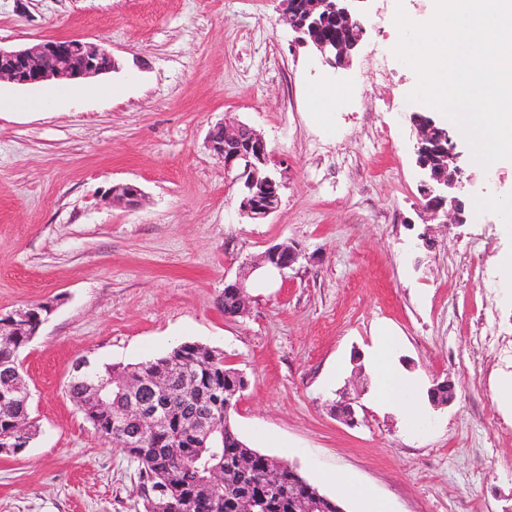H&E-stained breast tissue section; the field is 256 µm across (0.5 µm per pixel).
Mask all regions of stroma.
I'll use <instances>...</instances> for the list:
<instances>
[{"mask_svg": "<svg viewBox=\"0 0 512 512\" xmlns=\"http://www.w3.org/2000/svg\"><path fill=\"white\" fill-rule=\"evenodd\" d=\"M282 0H0V47L80 37L123 63L97 77L120 96L61 99L65 80L0 82V313L52 312L21 355L38 429L0 455V512H145L139 467L86 420L67 387L78 360L138 364L183 342L224 355L247 387L234 426L249 447L296 466L359 512L355 486L391 512H507L512 507V252L500 209L427 225L406 100L415 72L394 61L371 0L349 68L294 42ZM343 88L325 118L315 86ZM28 100L39 109L25 108ZM252 127L279 161L277 209L240 214L210 129ZM464 153L462 198L512 199V168L489 184ZM138 184L134 208L109 204ZM432 229L433 248L418 238ZM304 259L264 284L248 278L270 246ZM244 277L248 307L224 314V284ZM401 338L397 362L420 393L452 379L456 398L416 428L372 399L377 331ZM356 401V426L333 415ZM345 471L353 487L325 483ZM143 196L141 188L134 183H122L112 187L108 202L119 203L128 208L138 206Z\"/></svg>", "mask_w": 512, "mask_h": 512, "instance_id": "1", "label": "stroma"}]
</instances>
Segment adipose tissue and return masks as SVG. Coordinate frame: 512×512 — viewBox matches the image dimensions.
<instances>
[{"label": "adipose tissue", "mask_w": 512, "mask_h": 512, "mask_svg": "<svg viewBox=\"0 0 512 512\" xmlns=\"http://www.w3.org/2000/svg\"><path fill=\"white\" fill-rule=\"evenodd\" d=\"M399 339L392 333H384L373 350L377 404L397 410L407 427L418 426L424 416L423 406L415 399L413 382L403 369L398 367L392 354Z\"/></svg>", "instance_id": "ef3b65f1"}]
</instances>
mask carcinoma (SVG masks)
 <instances>
[{
	"instance_id": "obj_1",
	"label": "carcinoma",
	"mask_w": 512,
	"mask_h": 512,
	"mask_svg": "<svg viewBox=\"0 0 512 512\" xmlns=\"http://www.w3.org/2000/svg\"><path fill=\"white\" fill-rule=\"evenodd\" d=\"M243 308L240 291L224 289V314L237 316ZM30 340L23 329L15 336H0V440L14 438L17 422L30 419L28 404L9 394L11 386L22 380L20 355ZM143 372L152 373L157 385L154 392H142L140 399L151 403L161 396L169 401L170 408L167 425L136 442L113 439L109 417L88 403V376L74 378L68 392L94 427L138 462L145 512H239V504L250 499L261 505L262 512H295L293 500L306 497V493L297 485L293 468L257 454L231 425L234 409L227 397L245 386L246 379L224 364L223 353L200 343L184 342L144 364H106L89 371V376L112 374L133 379ZM185 377L195 381L197 392H180ZM198 415L216 428L217 443L212 448L196 442L193 420ZM215 455L224 462V487L220 490L209 487L202 469V463ZM269 466L281 470L282 485L276 493L269 492L263 482ZM159 486L168 490V500L155 499L154 490Z\"/></svg>"
}]
</instances>
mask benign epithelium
Segmentation results:
<instances>
[{"instance_id":"obj_1","label":"benign epithelium","mask_w":512,"mask_h":512,"mask_svg":"<svg viewBox=\"0 0 512 512\" xmlns=\"http://www.w3.org/2000/svg\"><path fill=\"white\" fill-rule=\"evenodd\" d=\"M368 0H295V8L284 13L283 19L297 34V40L311 44L321 62L334 69L350 66L363 35L365 25H359L355 40L321 39L311 31L321 26V21L333 16L341 23L367 17ZM118 68V61L104 47L80 38L47 39L20 50L0 48V81L8 80L18 85H37L51 78L64 80L88 79ZM416 143L415 164L420 171V190L425 200L424 208L436 218L445 209L453 212L454 223L466 222L465 205L458 195L462 187V152L458 150L453 132L440 121L435 113L419 108L410 114ZM441 146V160L446 170L431 165L428 154L433 146ZM208 146L224 160V174L229 184L238 187L240 211L254 220H262L279 205L278 191L282 184L269 169L272 155L265 141L243 123H219L208 134ZM143 196L134 183L112 187L108 201L128 208L138 206ZM124 395L123 417L112 420V431L124 435L125 422L138 424L140 431L155 429L166 422V407H145L137 402L136 392L151 388L154 382L142 379L137 383L116 382L112 378H99L87 389L103 406L108 405L107 389L112 384ZM195 433L201 444L214 442V426L205 418L195 422Z\"/></svg>"}]
</instances>
